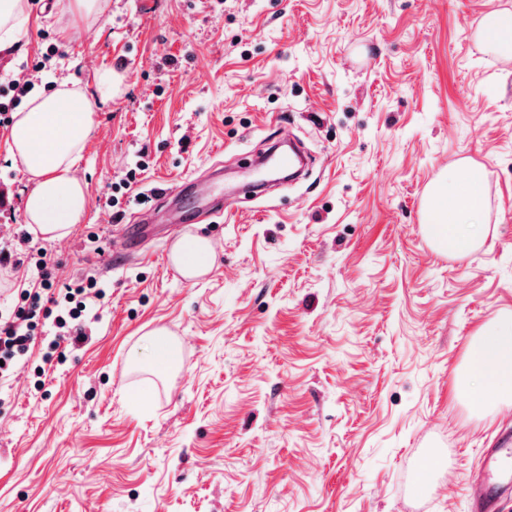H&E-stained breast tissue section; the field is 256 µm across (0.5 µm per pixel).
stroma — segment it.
<instances>
[{
  "label": "stroma",
  "mask_w": 512,
  "mask_h": 512,
  "mask_svg": "<svg viewBox=\"0 0 512 512\" xmlns=\"http://www.w3.org/2000/svg\"><path fill=\"white\" fill-rule=\"evenodd\" d=\"M28 2L0 83L124 80L62 239L26 223L0 127V246L38 243L50 282L100 294L83 340L53 347L45 325L0 385V512H469L481 449L512 432V405L455 391L473 337L512 315V56L476 36L512 0H102L76 25ZM286 136L315 157L304 183L216 224H131L136 195L160 208L157 185L218 166L232 191L236 159ZM464 158L485 206L456 256L423 224ZM185 233L218 251L193 280L165 260ZM154 330L179 339L176 369L132 365Z\"/></svg>",
  "instance_id": "obj_1"
}]
</instances>
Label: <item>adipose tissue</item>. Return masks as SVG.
<instances>
[{
	"label": "adipose tissue",
	"mask_w": 512,
	"mask_h": 512,
	"mask_svg": "<svg viewBox=\"0 0 512 512\" xmlns=\"http://www.w3.org/2000/svg\"><path fill=\"white\" fill-rule=\"evenodd\" d=\"M95 93L87 95L68 82L29 100L15 113L10 151L34 187L25 201V219L44 235L62 238L86 214L88 198L73 169L96 126V106L110 102L122 78L105 68L94 75ZM485 174L461 165L440 178L426 201V235L437 251L464 255L475 246L471 226L484 202ZM172 260L184 277L195 278L214 266L213 243L199 235H182ZM474 408L491 402L512 403V315L483 327L470 343L465 371L456 382Z\"/></svg>",
	"instance_id": "obj_1"
}]
</instances>
